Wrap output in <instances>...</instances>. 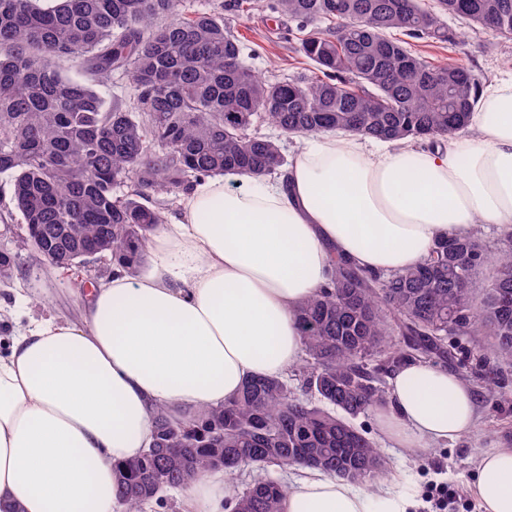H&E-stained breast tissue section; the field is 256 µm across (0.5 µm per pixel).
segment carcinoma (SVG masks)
Returning a JSON list of instances; mask_svg holds the SVG:
<instances>
[{"mask_svg":"<svg viewBox=\"0 0 512 512\" xmlns=\"http://www.w3.org/2000/svg\"><path fill=\"white\" fill-rule=\"evenodd\" d=\"M296 24L298 51L315 73L271 81L247 65L224 13L190 0H0V175L31 235L27 264L70 270L97 247L134 270L164 223L159 195L235 172L271 177L286 164L285 136L344 132L383 141L435 144L467 131L479 79L448 62L435 66L410 41L448 45L459 35L446 14L512 37V0H234ZM402 38L392 36V33ZM81 68L68 76L60 64ZM130 90L106 98L114 74ZM166 140L177 142L167 154ZM0 249V282L22 271ZM494 276L480 301L475 280ZM304 358L294 368L310 398L288 380L254 377L220 408L185 423L164 413L154 445L112 473L115 512L161 507L171 489L222 469L252 474L232 512H280L288 488L268 468L314 467L361 484L386 462L353 424L387 402L384 377L407 361L476 358L474 374L492 398L508 399L512 366V234L490 250L474 230L436 241L430 256L401 272L368 273L338 258L331 283L296 313ZM450 336H486L458 356Z\"/></svg>","mask_w":512,"mask_h":512,"instance_id":"carcinoma-1","label":"carcinoma"}]
</instances>
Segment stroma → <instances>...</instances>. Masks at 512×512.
<instances>
[{
    "label": "stroma",
    "mask_w": 512,
    "mask_h": 512,
    "mask_svg": "<svg viewBox=\"0 0 512 512\" xmlns=\"http://www.w3.org/2000/svg\"><path fill=\"white\" fill-rule=\"evenodd\" d=\"M229 0H196L197 5L220 4L224 7V23L240 40L243 57L259 73L272 80L294 78L311 74L312 64L296 51L297 40L288 32L287 19H271L256 10L244 14L229 7ZM450 27L460 33L456 50L435 43H413L412 49L435 65L456 62L488 81L500 75L512 62V38L503 39L483 30L450 20ZM112 275L109 258L90 261L79 269L62 274L46 265H33L14 277L10 283H0V316L5 321L19 319L27 325L47 317L60 320L78 319L86 297L81 290L83 282H99ZM478 420L475 431L448 444L415 451L404 457L401 449L376 431L373 419L362 416L356 426L370 429L371 436L386 456L391 467L405 471L414 481L417 501L415 512H429L424 500L427 487L433 483H447L455 492V500L448 512H480L471 494L470 484L481 454L490 448H512V402L498 404L476 395Z\"/></svg>",
    "instance_id": "1"
}]
</instances>
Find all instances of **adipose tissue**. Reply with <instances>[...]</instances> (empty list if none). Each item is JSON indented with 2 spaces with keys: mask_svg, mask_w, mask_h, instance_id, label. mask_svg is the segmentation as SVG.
Returning a JSON list of instances; mask_svg holds the SVG:
<instances>
[{
  "mask_svg": "<svg viewBox=\"0 0 512 512\" xmlns=\"http://www.w3.org/2000/svg\"><path fill=\"white\" fill-rule=\"evenodd\" d=\"M469 131L434 146L310 135L280 177L233 188L211 176L182 193L146 271L99 282L80 320L15 331L0 356V512H113L112 468L151 447L157 409L179 422L300 362L296 310L334 259L389 274L440 237L512 224V70L481 89ZM373 418L411 454L472 434L474 393L457 373L408 362ZM237 488L204 471L187 512H231ZM470 490L481 512H512V448L485 451ZM412 506L400 471L356 486L301 466L281 512Z\"/></svg>",
  "mask_w": 512,
  "mask_h": 512,
  "instance_id": "1",
  "label": "adipose tissue"
}]
</instances>
